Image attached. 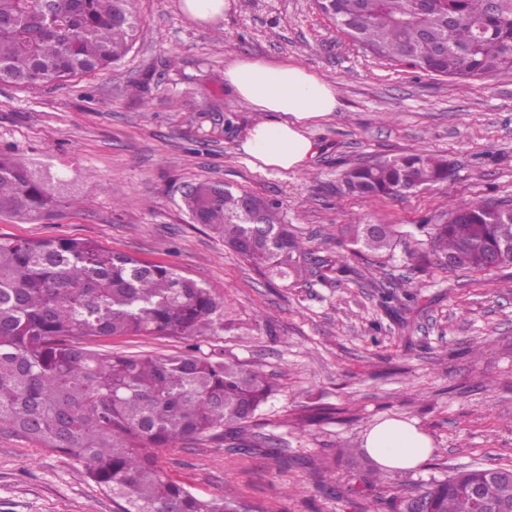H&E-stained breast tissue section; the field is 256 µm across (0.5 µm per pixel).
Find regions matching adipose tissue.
Instances as JSON below:
<instances>
[{
	"mask_svg": "<svg viewBox=\"0 0 512 512\" xmlns=\"http://www.w3.org/2000/svg\"><path fill=\"white\" fill-rule=\"evenodd\" d=\"M235 94L265 118L255 123L239 146L253 166L305 169L318 152L307 130L340 106L334 85L296 64L241 58L224 71ZM364 449L383 470L414 469L432 453L429 440L411 423L388 420L374 427Z\"/></svg>",
	"mask_w": 512,
	"mask_h": 512,
	"instance_id": "adipose-tissue-1",
	"label": "adipose tissue"
}]
</instances>
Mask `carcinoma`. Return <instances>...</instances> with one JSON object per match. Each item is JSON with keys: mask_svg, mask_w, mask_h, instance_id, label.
Instances as JSON below:
<instances>
[{"mask_svg": "<svg viewBox=\"0 0 512 512\" xmlns=\"http://www.w3.org/2000/svg\"><path fill=\"white\" fill-rule=\"evenodd\" d=\"M336 26L378 56L427 75L486 78L512 73V0H317ZM140 21L133 0H0V84L22 89L107 68L127 55ZM447 158L427 151L377 159L343 170L344 189L368 198L403 196L448 179ZM63 179L0 151V213L39 220L58 207ZM185 205L269 280L296 284L314 272L313 250L284 223L282 204L229 186L200 182ZM424 248L405 251L419 266L427 252L448 269L512 267V208L460 200L419 225ZM403 232L379 219L340 229L353 255L380 257ZM387 312L417 294L370 279ZM224 331L216 293L170 264L106 252L86 240L0 237V426L66 455L112 499L114 512H270L249 499L205 500L172 480L158 451L202 441L232 454L274 456L284 449L250 427L276 391L262 371L191 352L164 358L100 352L106 336H207ZM329 497L354 507L385 481L378 468L351 476L343 492L316 467ZM493 476L490 501L478 506L468 481ZM512 512V468L472 466L394 492L386 512Z\"/></svg>", "mask_w": 512, "mask_h": 512, "instance_id": "obj_1", "label": "carcinoma"}]
</instances>
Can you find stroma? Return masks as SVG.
<instances>
[{"label": "stroma", "mask_w": 512, "mask_h": 512, "mask_svg": "<svg viewBox=\"0 0 512 512\" xmlns=\"http://www.w3.org/2000/svg\"><path fill=\"white\" fill-rule=\"evenodd\" d=\"M222 21L196 23L181 0H136L141 29L109 69L37 91L0 85V148L65 180L50 219L0 214V237L88 240L106 251L177 266L214 289L215 336H115L95 347L163 357L193 349L259 368L277 390L254 422L288 455L326 458L346 483L353 449L385 420L414 424L433 448L398 490L455 468L512 466V268L464 273L430 256L411 269L403 248L373 267L353 256L350 281L311 275L288 286L261 276L186 211L201 181L277 198L286 222L328 264L344 255L341 225L383 218L411 231L454 199L512 204V74L427 76L372 54L336 29L313 0H229ZM288 61L335 84L340 106L312 124L319 152L302 172L249 165L238 146L260 113L224 85L239 58ZM418 150L446 155L452 175L406 198L342 193L348 166ZM413 280V311L386 313L368 269ZM332 417L299 425L305 408ZM169 476L198 497L263 502L271 512H347L315 476L275 459L207 443L160 450ZM0 512H112L67 456L0 428Z\"/></svg>", "instance_id": "35a3bbf8"}]
</instances>
